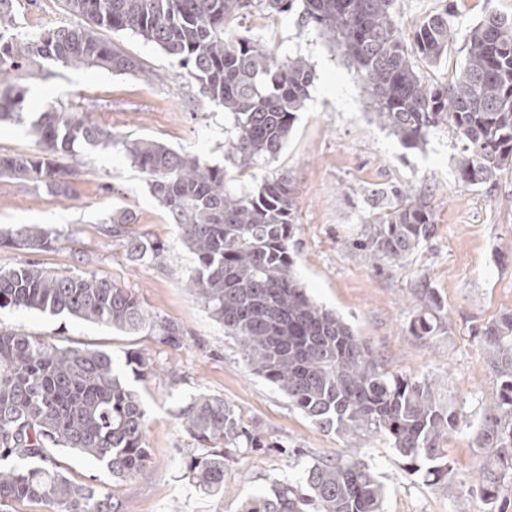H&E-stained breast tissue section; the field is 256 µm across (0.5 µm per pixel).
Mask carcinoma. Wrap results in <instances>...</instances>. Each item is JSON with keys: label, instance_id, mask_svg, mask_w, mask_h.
<instances>
[{"label": "carcinoma", "instance_id": "cac0c4a2", "mask_svg": "<svg viewBox=\"0 0 512 512\" xmlns=\"http://www.w3.org/2000/svg\"><path fill=\"white\" fill-rule=\"evenodd\" d=\"M302 17L319 26L350 60L367 86L374 118L416 148L431 129L448 123L458 148L457 171L468 185L489 182L512 165V16L491 14L466 37L464 61L438 86L415 64H435L448 52L449 17L458 0L428 17L407 42L397 0H301ZM72 13L113 32L151 42L196 81L199 92L233 118L230 153L244 169L276 157L296 113L309 95L313 71L302 58L277 60L262 45L232 39L227 24L254 0H66ZM48 59L114 73L143 72L138 60L115 49L93 28L60 26L36 40L0 43V122L21 114L26 98L13 73ZM36 154L0 155V176L70 190V172L57 155L78 143L90 149L122 146L133 167L179 229L197 266L189 288L203 299L224 333L241 348L253 373L277 386L314 423L340 434L376 435L407 460V470L428 465L448 475L444 441L457 424L426 377L388 372L351 326L318 305L297 277L291 245L296 216L287 177L239 193L224 168L179 153L149 138H119L84 118L51 105L31 122ZM397 201L366 221L362 250L378 264L401 265L435 230L432 209L394 191ZM113 237L128 234L132 214L109 217ZM3 238L42 251L57 240L38 224H20ZM130 251L161 256L154 241L133 239ZM413 322L419 339L438 335L441 300L424 284ZM68 314L127 333L148 326L164 343L180 328L151 321L126 288L95 275L64 274L36 262L0 270V308ZM481 340L492 352L493 406L476 434L479 492L496 508L503 489L497 474L512 468V312L487 322ZM136 377L151 360L128 354ZM184 429L203 445L186 460V477L205 492L224 491V465L241 449L265 447L223 398L201 394L181 410ZM146 413L138 394L105 350L60 345L45 338L0 332V507L45 503L54 512H119L92 483L70 476L59 459L71 450L103 463L117 480L140 475ZM385 491L363 462L338 453L307 467L303 485L243 496L236 512H380Z\"/></svg>", "mask_w": 512, "mask_h": 512}]
</instances>
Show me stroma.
Listing matches in <instances>:
<instances>
[{
    "label": "stroma",
    "mask_w": 512,
    "mask_h": 512,
    "mask_svg": "<svg viewBox=\"0 0 512 512\" xmlns=\"http://www.w3.org/2000/svg\"><path fill=\"white\" fill-rule=\"evenodd\" d=\"M15 5L14 25L0 31L7 40H34L56 27L85 23L65 0H15ZM491 13L512 15V0H465L452 20L447 55L424 66V73L447 83L464 59L469 30ZM229 32L272 49L278 58L304 57L313 68L309 95L276 158L238 170L229 152L235 136L231 115L203 97L187 71L156 45L106 29L100 37L136 58L142 72L117 74L51 60L19 72L26 106L22 120L0 123V154L37 153L29 123L51 104L81 111L116 136L149 137L223 166L231 187L240 191L288 176L297 216L296 271L308 293L342 316L387 371L429 377L455 407L459 422L445 443L448 479L409 473L383 437L321 428L253 373L223 325L189 288L195 258L152 196L147 176L112 147L77 146L66 154L65 165L75 170L73 190L66 195L0 176V231L41 224L58 235L44 251L0 245V269L34 261L61 273L96 275L129 289L150 319L175 323L183 333L180 343L170 346L146 330L127 334L66 314L0 308V331L100 348L119 368L134 350L152 360V372L128 380L146 410L145 471L117 483L98 462L67 452L63 462L75 479L113 495L121 512H233L238 495L300 484L315 459L338 452L363 460L383 483L381 512H483L477 471L482 451L474 437L493 378L492 355L478 332L512 311V166L488 184L467 186L456 169V140L444 124L422 146L406 147L373 118L365 84L332 41L304 20L300 6L285 13L253 8L236 18ZM393 186L426 203L436 226L402 266L383 269L360 250L358 240ZM116 211L134 214L132 236L163 244L161 258L132 259L125 240L107 234L105 222ZM422 280L443 302L442 329L431 340L411 332L419 308L414 290ZM199 394L223 397L245 426L270 442L227 462L219 494L198 490L184 475L186 458L200 446L184 430L179 413Z\"/></svg>",
    "instance_id": "stroma-1"
}]
</instances>
